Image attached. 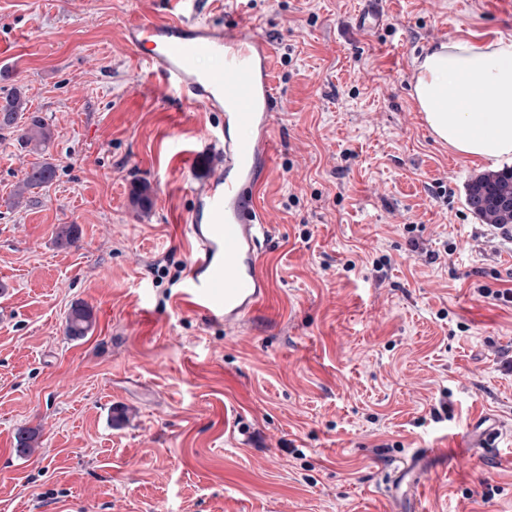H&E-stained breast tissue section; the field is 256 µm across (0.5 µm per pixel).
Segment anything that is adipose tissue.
Returning <instances> with one entry per match:
<instances>
[{
	"label": "adipose tissue",
	"mask_w": 512,
	"mask_h": 512,
	"mask_svg": "<svg viewBox=\"0 0 512 512\" xmlns=\"http://www.w3.org/2000/svg\"><path fill=\"white\" fill-rule=\"evenodd\" d=\"M413 92L432 133L457 153L512 157V40H460L427 50ZM475 99L489 109L469 112Z\"/></svg>",
	"instance_id": "ef3b65f1"
}]
</instances>
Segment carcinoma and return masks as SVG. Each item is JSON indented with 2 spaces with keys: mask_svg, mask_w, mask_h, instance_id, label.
Instances as JSON below:
<instances>
[{
  "mask_svg": "<svg viewBox=\"0 0 512 512\" xmlns=\"http://www.w3.org/2000/svg\"><path fill=\"white\" fill-rule=\"evenodd\" d=\"M29 111L28 99L14 89L0 98V139L14 135L16 140L34 151L44 150L53 138L51 128L38 115L25 116ZM24 124H19V121ZM55 166L48 162H36L26 173L22 187L16 190L19 199L28 190L43 187L53 180ZM466 201L471 211L483 224L501 226L512 224V168L482 173L466 186ZM131 203L141 212L152 206L151 188L143 182H135L131 189ZM93 325L92 311L85 305L76 304L66 316L65 333L71 339L88 335ZM38 444L35 430L20 427L15 434V451L27 454Z\"/></svg>",
  "mask_w": 512,
  "mask_h": 512,
  "instance_id": "obj_1",
  "label": "carcinoma"
}]
</instances>
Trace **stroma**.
Masks as SVG:
<instances>
[{
  "label": "stroma",
  "instance_id": "1",
  "mask_svg": "<svg viewBox=\"0 0 512 512\" xmlns=\"http://www.w3.org/2000/svg\"><path fill=\"white\" fill-rule=\"evenodd\" d=\"M500 6L389 0L368 30L363 0H185L273 48L275 155L253 189L269 299L227 326L180 302L224 115L126 36L170 0H0V92L53 130L43 155L0 141V512H384L398 462L431 444L399 512H512V304L481 294L512 289V236L465 201L512 158L436 141L412 96L442 34L512 38ZM43 157L52 183L13 206ZM78 303L95 325L73 340ZM483 414L500 436L461 463ZM20 427L39 433L25 456Z\"/></svg>",
  "mask_w": 512,
  "mask_h": 512
}]
</instances>
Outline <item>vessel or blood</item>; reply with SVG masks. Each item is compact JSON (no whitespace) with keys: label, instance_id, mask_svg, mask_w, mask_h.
Instances as JSON below:
<instances>
[{"label":"vessel or blood","instance_id":"1","mask_svg":"<svg viewBox=\"0 0 512 512\" xmlns=\"http://www.w3.org/2000/svg\"><path fill=\"white\" fill-rule=\"evenodd\" d=\"M139 57L190 106L224 115L223 130L212 133L210 146L224 167L197 194L198 213L186 227L195 254L185 296L205 315L236 324L257 311L268 295L259 271L260 239L267 224L252 200L259 171L272 154L271 118L278 105L267 41L251 32L231 36L206 20L181 17L149 20L128 31ZM220 56L222 68L199 72L194 62ZM434 448L416 449L401 469L414 486L425 477L421 463Z\"/></svg>","mask_w":512,"mask_h":512}]
</instances>
